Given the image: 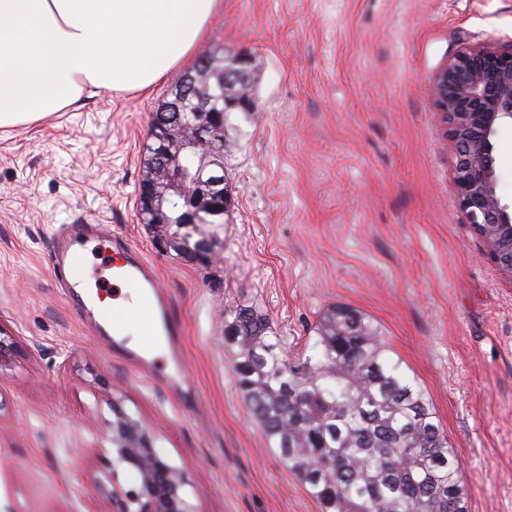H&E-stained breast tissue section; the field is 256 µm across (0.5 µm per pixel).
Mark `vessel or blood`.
Masks as SVG:
<instances>
[{"label": "vessel or blood", "mask_w": 512, "mask_h": 512, "mask_svg": "<svg viewBox=\"0 0 512 512\" xmlns=\"http://www.w3.org/2000/svg\"><path fill=\"white\" fill-rule=\"evenodd\" d=\"M93 242L112 245L113 259L100 270V280H111L139 290L138 306L130 309L117 306L104 313L103 320L113 336H120L124 327H137L141 333V347L146 351L153 348L159 337L171 339L178 336L179 325L171 316L170 297L158 267L140 250L112 237L106 225L64 224L54 233L50 261L61 287L68 291L84 287L86 275L80 256Z\"/></svg>", "instance_id": "b4317fda"}]
</instances>
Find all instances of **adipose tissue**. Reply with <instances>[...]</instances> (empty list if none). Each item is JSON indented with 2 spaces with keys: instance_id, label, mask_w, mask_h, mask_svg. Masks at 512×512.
Wrapping results in <instances>:
<instances>
[{
  "instance_id": "1",
  "label": "adipose tissue",
  "mask_w": 512,
  "mask_h": 512,
  "mask_svg": "<svg viewBox=\"0 0 512 512\" xmlns=\"http://www.w3.org/2000/svg\"><path fill=\"white\" fill-rule=\"evenodd\" d=\"M220 0H0V127L101 90L145 91L192 60Z\"/></svg>"
}]
</instances>
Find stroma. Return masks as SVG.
Masks as SVG:
<instances>
[{"label":"stroma","instance_id":"stroma-1","mask_svg":"<svg viewBox=\"0 0 512 512\" xmlns=\"http://www.w3.org/2000/svg\"><path fill=\"white\" fill-rule=\"evenodd\" d=\"M512 44V0H222L206 45L252 60L256 108L224 134V248L161 250L137 217L153 112L180 78L101 91L0 129V512H118L96 479L120 405L181 474L192 512H319L251 418L224 314L265 313L290 353L330 304L357 309L425 387L469 512H512V276L460 210L429 86L463 43ZM108 224L165 274L180 356L134 365L105 336L95 272L62 294L49 243Z\"/></svg>","mask_w":512,"mask_h":512}]
</instances>
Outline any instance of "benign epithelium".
Segmentation results:
<instances>
[{
	"instance_id": "7a95c632",
	"label": "benign epithelium",
	"mask_w": 512,
	"mask_h": 512,
	"mask_svg": "<svg viewBox=\"0 0 512 512\" xmlns=\"http://www.w3.org/2000/svg\"><path fill=\"white\" fill-rule=\"evenodd\" d=\"M250 66L246 56L224 60V111L254 109L246 88ZM431 94L448 123L458 206L485 241L491 261L512 275V204L497 195L494 141L497 129L512 123V46H463L433 77ZM210 101L209 85L189 73L154 115L151 138L161 149L142 160L140 223H171L167 200L172 192L182 195L181 224H202L224 213V121ZM189 110L192 118L187 120L183 114ZM188 150L199 152L190 172L177 165ZM109 453L136 475L120 512H191L181 493V474L157 449L111 448Z\"/></svg>"
}]
</instances>
